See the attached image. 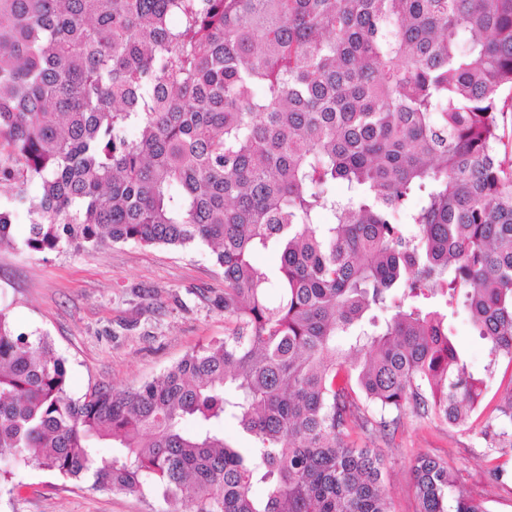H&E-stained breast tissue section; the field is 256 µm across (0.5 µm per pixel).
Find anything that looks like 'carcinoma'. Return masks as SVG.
<instances>
[{"instance_id": "obj_1", "label": "carcinoma", "mask_w": 512, "mask_h": 512, "mask_svg": "<svg viewBox=\"0 0 512 512\" xmlns=\"http://www.w3.org/2000/svg\"><path fill=\"white\" fill-rule=\"evenodd\" d=\"M507 112L512 0H0V245L24 220L39 253L205 246L227 323L75 399L49 337L0 309V476L191 512H391L383 456L350 432L462 423L512 363ZM497 412L482 435L512 456V389ZM410 471L416 512H488L447 461ZM454 341L459 351L464 355L470 369L475 373H484L488 364L485 343L473 329L466 313L459 310L451 319Z\"/></svg>"}]
</instances>
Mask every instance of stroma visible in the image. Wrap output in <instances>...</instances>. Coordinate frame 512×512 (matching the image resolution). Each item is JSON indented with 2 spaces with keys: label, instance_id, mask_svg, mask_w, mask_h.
Wrapping results in <instances>:
<instances>
[{
  "label": "stroma",
  "instance_id": "obj_1",
  "mask_svg": "<svg viewBox=\"0 0 512 512\" xmlns=\"http://www.w3.org/2000/svg\"><path fill=\"white\" fill-rule=\"evenodd\" d=\"M14 245L0 246V307L17 331L47 334L66 360L69 394L99 386L127 388L158 375L185 353L224 334V276L208 249L111 244L49 254L24 245L28 226L12 227ZM454 341L473 372L488 364L485 343L466 313L451 319ZM483 419L451 426L405 413L396 432L354 433L357 445L381 449L392 512H415L410 464L440 458L456 484L488 512H512V489L493 482L481 434ZM151 491L112 494L63 481L35 466L0 483V512H167Z\"/></svg>",
  "mask_w": 512,
  "mask_h": 512
}]
</instances>
